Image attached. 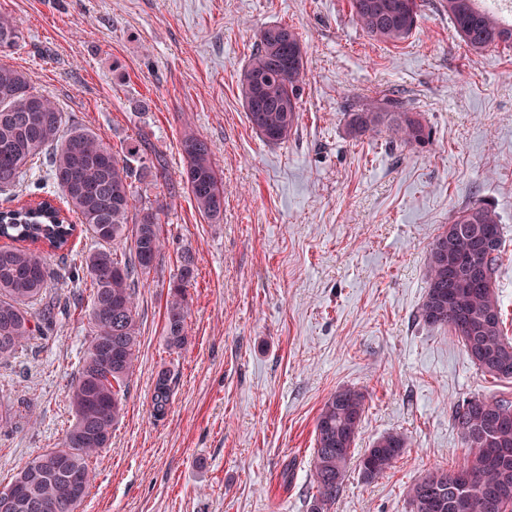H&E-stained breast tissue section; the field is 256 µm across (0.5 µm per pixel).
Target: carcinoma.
<instances>
[{
    "instance_id": "cac0c4a2",
    "label": "carcinoma",
    "mask_w": 512,
    "mask_h": 512,
    "mask_svg": "<svg viewBox=\"0 0 512 512\" xmlns=\"http://www.w3.org/2000/svg\"><path fill=\"white\" fill-rule=\"evenodd\" d=\"M350 0L352 15L370 38L396 45L416 28L422 4L412 0ZM448 18L475 52L512 47V21L488 11L484 0H443ZM288 32V50L279 35ZM22 32L13 19L0 14V53L14 48ZM306 50L299 34L287 25L261 29L255 48L240 75V92L252 129L269 143H284L299 118V92L305 83ZM353 138L390 135L400 148L420 144L426 125L419 113L397 99L374 108L347 113ZM184 181L201 216L213 224L223 219L224 187L212 161L208 140L183 136ZM159 170L138 140L116 149L94 130L69 122L64 113L31 86L25 72L0 62V360L13 357L34 336H45L57 325L55 305L48 302L38 315L30 306L47 298L56 272L52 255L73 253L72 238L89 233L103 247L73 258L68 277L94 286L89 312L91 335L85 343L68 399L73 422L58 447L32 457L11 486H23L18 512H80L66 477L50 473L62 460L82 478L83 494L91 483L90 462L110 446L112 429L126 399V386L138 358L140 324L137 288L156 268L164 241L163 206L139 201L136 183ZM25 187L29 200L15 201ZM495 242L480 250L476 242ZM123 241L129 258L114 257L112 243ZM502 248L497 212L473 203L458 210L451 224L433 240L425 266L427 292L415 318L428 327H447L467 352L474 343L480 355L473 363L497 380L512 379V339L504 334L495 275ZM455 269L448 281V267ZM194 278L192 257L182 256L178 275L169 283L166 342L180 349L186 341L189 315L187 288ZM112 347V368L101 360V348ZM171 390L170 374H158L153 412H164ZM365 412V394L343 387L324 401L316 418L314 448L309 460L316 493L308 512H331L353 459ZM453 420L468 448L463 464L430 471L408 490L410 512H512V399L474 397L459 404ZM84 434L80 443L76 433ZM406 448L396 433L384 435L366 449L358 462L361 476L372 481L389 469Z\"/></svg>"
}]
</instances>
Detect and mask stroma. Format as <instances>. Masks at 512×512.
Returning <instances> with one entry per match:
<instances>
[{"label":"stroma","instance_id":"35a3bbf8","mask_svg":"<svg viewBox=\"0 0 512 512\" xmlns=\"http://www.w3.org/2000/svg\"><path fill=\"white\" fill-rule=\"evenodd\" d=\"M0 14L23 33L6 62L36 91L114 147L145 135L166 162V178L138 185L143 201L168 205L165 246L138 288V360L83 512H307L315 421L343 387L366 396L356 453L387 433L406 448L373 481L351 469L333 512H409L416 480L468 454L453 408L512 397V381L484 375L451 331L415 319L433 240L483 202L502 224L496 288L512 337V48L471 52L441 0H424L396 45L368 38L349 0H0ZM276 24L301 35L307 78L298 130L274 145L251 128L239 77L259 30ZM388 98L421 113L424 143L347 135L350 109ZM187 132L212 147L221 223L182 182ZM186 252L187 342L171 350L168 284ZM50 296L53 334L0 362V403L32 412L0 431L2 485L73 420L89 286L62 280Z\"/></svg>","mask_w":512,"mask_h":512}]
</instances>
